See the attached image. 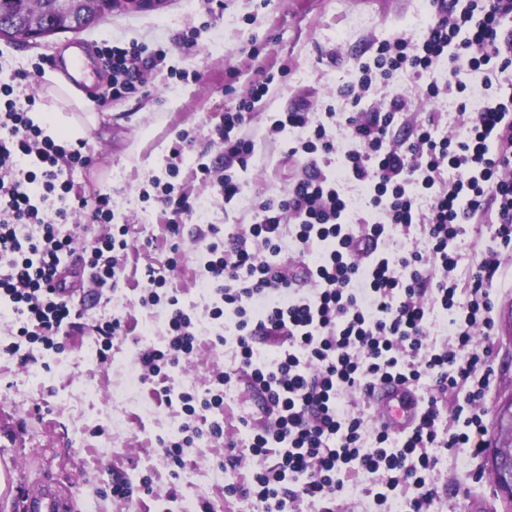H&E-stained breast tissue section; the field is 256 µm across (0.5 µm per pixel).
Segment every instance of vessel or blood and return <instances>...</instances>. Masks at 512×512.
<instances>
[{"instance_id":"obj_1","label":"vessel or blood","mask_w":512,"mask_h":512,"mask_svg":"<svg viewBox=\"0 0 512 512\" xmlns=\"http://www.w3.org/2000/svg\"><path fill=\"white\" fill-rule=\"evenodd\" d=\"M370 404L376 420L393 434L409 432L418 422L422 397L406 384L388 383L372 394ZM20 512H73L72 498L64 495L57 483L44 480L22 497Z\"/></svg>"}]
</instances>
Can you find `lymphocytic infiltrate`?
<instances>
[{"label": "lymphocytic infiltrate", "mask_w": 512, "mask_h": 512, "mask_svg": "<svg viewBox=\"0 0 512 512\" xmlns=\"http://www.w3.org/2000/svg\"><path fill=\"white\" fill-rule=\"evenodd\" d=\"M170 47L103 41L98 49L110 75V96H138ZM447 60L448 74L435 66ZM426 78L427 100L447 98L450 130L428 115L405 138L394 129L410 109L400 93L362 108L378 83L402 73ZM359 76L341 91L351 111L280 112L270 134L300 136L289 156L301 177L281 200L256 203L247 233L211 244L206 288L219 296L212 319L232 323L225 336L234 364L213 378L204 395L179 393L187 416L221 408L233 380L247 377L271 420L251 429L247 441L224 437V427L184 424L183 440L163 443L173 462L184 445L209 436L225 441L224 465L245 456L260 465L249 482L227 485L228 494L250 500L258 512H291L308 500L332 512L347 479L368 476L364 492L377 512L404 502L408 512H430L438 496L428 476L442 455L458 449L476 458L487 447L485 399L495 384L493 281L500 254L512 251V0H451L414 42L394 36L360 62ZM28 78L0 79V299L12 304L17 340L5 354L27 364L22 344L57 351V336L78 312L61 292L63 257L74 235L71 216L88 210L93 224L112 221L110 194L87 200L73 173L94 160L84 144L45 136L31 112L40 100L17 96ZM269 89L261 82L249 98L224 109L219 136L224 169L216 179L225 202L240 198L254 144L243 136L256 102ZM303 259L301 277L273 261L282 250L285 219ZM487 224L497 243L466 276H458L456 242L466 225ZM126 239L92 238L81 261L89 278L106 285L115 275ZM142 305L167 302L166 344L139 353V378L159 376L190 356L196 334L177 295L161 298L165 276L147 272ZM445 314L446 337L433 332ZM284 339L276 358L257 364L260 341ZM421 383L424 412L413 430L396 436L368 428L364 411L351 408L380 384Z\"/></svg>", "instance_id": "1"}]
</instances>
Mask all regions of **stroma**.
Returning a JSON list of instances; mask_svg holds the SVG:
<instances>
[{
	"label": "stroma",
	"mask_w": 512,
	"mask_h": 512,
	"mask_svg": "<svg viewBox=\"0 0 512 512\" xmlns=\"http://www.w3.org/2000/svg\"><path fill=\"white\" fill-rule=\"evenodd\" d=\"M196 0L185 12L182 0L133 12L116 11L100 24L74 35L58 34L35 44L0 39V75L28 73L23 92H34L48 112L56 105L52 79L67 75V61L82 51L95 59L102 40L120 39L172 44L182 32L198 28L199 47L173 46L157 66L146 93L108 102L97 129L86 142L95 164L76 172L74 182L86 196H112V230H126L131 248L111 287L95 292L88 278L75 285L87 292L81 316L63 331L61 354L34 346L26 365L0 356V512H14V501L42 473H50L73 498L75 512H175L188 503H208L214 512H254L251 501L226 494L232 482L249 480L256 463L245 460L235 471L222 467L223 440L202 438L183 450V466L175 468L159 442L176 435L186 416L179 404L161 401L157 392H204L210 380L232 363L230 349L219 345L221 321L211 319L214 298L203 288L210 227L233 233L254 221L251 199L283 198L300 167L288 157L289 137L269 136V116L277 112L321 111L340 104V89L355 76L357 62L371 58L379 42L399 34L418 39L410 25L414 13L434 17V0ZM197 72L198 80L179 81L173 72ZM269 91L255 105L245 134L255 145L252 164L243 172L245 199L225 205L217 187L195 177L198 163L220 168L224 146L217 131L224 107L262 80ZM190 146L180 156L172 150L182 133ZM180 146V145H179ZM178 166L169 178L170 166ZM173 181L189 194L190 214L182 218L179 242L183 256L169 269L172 241L166 224L171 208L164 198L142 200L150 178ZM166 275L181 304L195 317L198 347L168 368L166 377L127 392V377L138 373V354L146 346L164 347L165 304L142 306L148 286L146 270ZM119 318L123 331L112 341L109 362L86 360L91 330ZM497 381L489 393L486 415H493L500 395L512 389V344L502 331L491 338ZM266 416L246 381L233 385L223 408L211 419L222 422L227 435L241 437L239 419ZM150 479L152 491L127 502L113 497L119 482ZM434 479L439 497L432 512H504L486 473V460L451 453L438 465Z\"/></svg>",
	"instance_id": "1"
}]
</instances>
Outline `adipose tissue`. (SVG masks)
<instances>
[{"mask_svg": "<svg viewBox=\"0 0 512 512\" xmlns=\"http://www.w3.org/2000/svg\"><path fill=\"white\" fill-rule=\"evenodd\" d=\"M55 83L63 92L62 107L51 113H33L34 122L40 125L45 135L54 139L76 140L85 137L90 128L96 127L99 121L93 102L84 95L82 90L66 79L56 78ZM71 104L83 111V118L79 119L68 113L67 107Z\"/></svg>", "mask_w": 512, "mask_h": 512, "instance_id": "ef3b65f1", "label": "adipose tissue"}]
</instances>
